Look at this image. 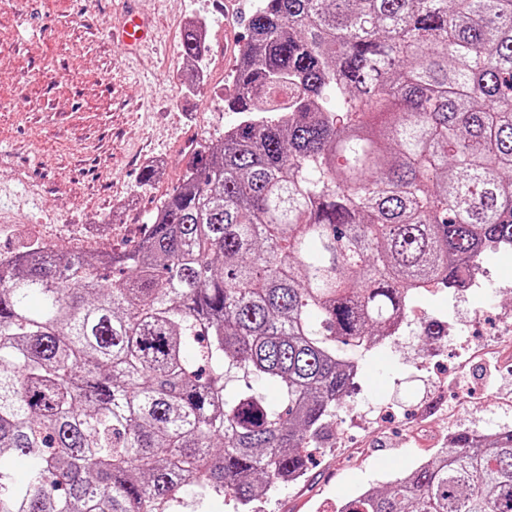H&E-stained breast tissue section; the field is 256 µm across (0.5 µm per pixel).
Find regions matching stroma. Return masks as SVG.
Masks as SVG:
<instances>
[{"mask_svg":"<svg viewBox=\"0 0 512 512\" xmlns=\"http://www.w3.org/2000/svg\"><path fill=\"white\" fill-rule=\"evenodd\" d=\"M136 6L152 18L153 49L126 58L92 39L93 25ZM257 0H0V255L50 236L61 253L133 245L177 185L195 146L219 144L235 125L224 97L235 64L224 33L247 41ZM211 26V58L224 97L190 85L179 30L186 16ZM155 178L142 185L146 165ZM490 282L457 302L451 288L422 293L390 343L359 352L351 393L307 476L263 491L257 512H333L336 501L387 487L446 447L460 430L512 425V362L497 371L469 360L499 344V313L512 306V252L486 261ZM442 322L464 344L425 336ZM469 387L474 402L457 408Z\"/></svg>","mask_w":512,"mask_h":512,"instance_id":"stroma-1","label":"stroma"}]
</instances>
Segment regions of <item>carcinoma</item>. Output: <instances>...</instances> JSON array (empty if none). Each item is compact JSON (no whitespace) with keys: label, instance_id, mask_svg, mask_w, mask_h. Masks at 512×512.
Returning a JSON list of instances; mask_svg holds the SVG:
<instances>
[{"label":"carcinoma","instance_id":"1","mask_svg":"<svg viewBox=\"0 0 512 512\" xmlns=\"http://www.w3.org/2000/svg\"><path fill=\"white\" fill-rule=\"evenodd\" d=\"M248 29L239 121L140 241L0 265V512H167L187 484L252 512L332 435L340 346L512 249V0H259ZM181 48L200 66L196 26ZM340 512H512V429Z\"/></svg>","mask_w":512,"mask_h":512}]
</instances>
